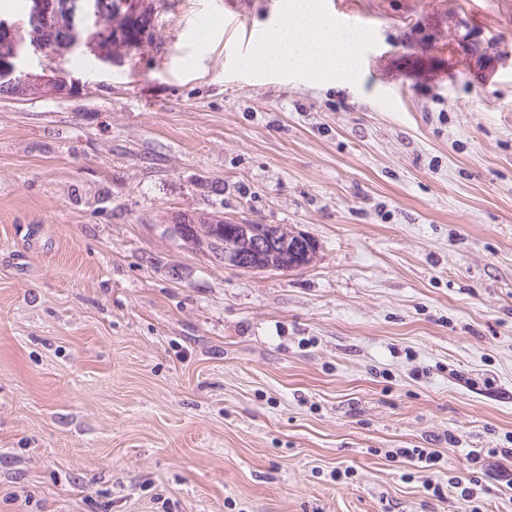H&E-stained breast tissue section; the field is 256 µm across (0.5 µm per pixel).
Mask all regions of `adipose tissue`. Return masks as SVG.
I'll list each match as a JSON object with an SVG mask.
<instances>
[{"label":"adipose tissue","instance_id":"ef3b65f1","mask_svg":"<svg viewBox=\"0 0 512 512\" xmlns=\"http://www.w3.org/2000/svg\"><path fill=\"white\" fill-rule=\"evenodd\" d=\"M249 64L343 77L354 68L353 39L336 28L316 0H299L294 15L253 52Z\"/></svg>","mask_w":512,"mask_h":512}]
</instances>
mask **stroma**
Here are the masks:
<instances>
[{
    "label": "stroma",
    "instance_id": "35a3bbf8",
    "mask_svg": "<svg viewBox=\"0 0 512 512\" xmlns=\"http://www.w3.org/2000/svg\"><path fill=\"white\" fill-rule=\"evenodd\" d=\"M323 2L350 77L241 66L292 0H163L0 97V512H512L466 459L512 448V0ZM177 211L317 260L225 267ZM40 75H43V72L41 74H33V76L25 80L16 78L4 79V77L1 75L0 95L2 97H9L14 100L26 101L31 99V96L34 95H43L44 93L48 94L50 91H59L57 86L62 89L66 87V83L62 79L57 80L54 74H51L55 78V82H53V84L49 82H43L44 80H48L50 82L53 81V78L49 74H46L45 77H40ZM171 223L176 233H180L185 224H189V226H192L191 224H209L207 225L208 233L234 234L237 237L243 233L242 228L245 226L238 224L236 219L224 217V215L190 211L178 214L175 219H171ZM206 231V226H199L198 235L185 237L184 244L186 247L206 252L212 260L224 264L225 267L253 272L267 271L275 266L279 271H294L310 266L316 259V256L313 257L310 252L297 265L283 263L274 258L275 254L284 252L283 248L287 247L292 239L300 240L299 237L303 235L288 228V225L285 224H250L246 226L244 238L249 245L248 253L253 256L251 264L247 266L239 263V257L243 254L240 250L241 236L239 238L224 236V241H221L208 236ZM310 257L311 259L308 260Z\"/></svg>",
    "mask_w": 512,
    "mask_h": 512
}]
</instances>
